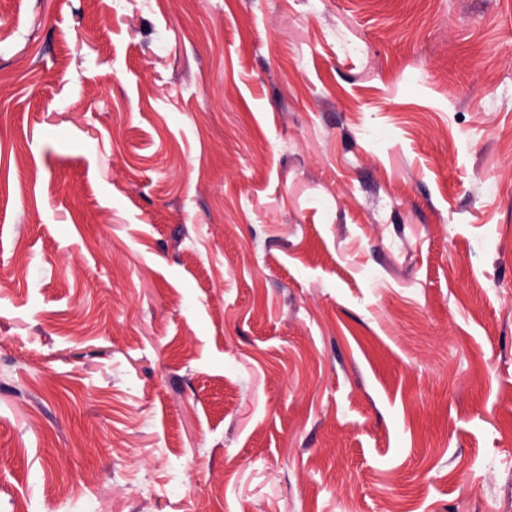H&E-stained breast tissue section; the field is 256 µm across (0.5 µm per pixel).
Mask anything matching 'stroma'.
I'll return each instance as SVG.
<instances>
[{"instance_id": "1", "label": "stroma", "mask_w": 512, "mask_h": 512, "mask_svg": "<svg viewBox=\"0 0 512 512\" xmlns=\"http://www.w3.org/2000/svg\"><path fill=\"white\" fill-rule=\"evenodd\" d=\"M0 512H512V0H0Z\"/></svg>"}]
</instances>
